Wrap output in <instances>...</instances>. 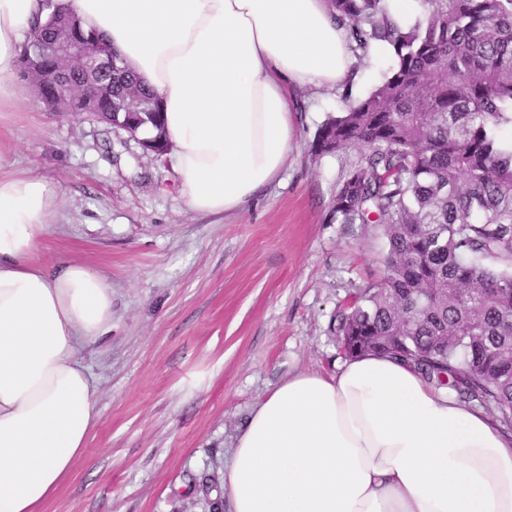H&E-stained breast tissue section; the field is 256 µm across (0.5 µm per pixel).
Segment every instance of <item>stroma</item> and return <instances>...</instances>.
Wrapping results in <instances>:
<instances>
[{
  "label": "stroma",
  "mask_w": 512,
  "mask_h": 512,
  "mask_svg": "<svg viewBox=\"0 0 512 512\" xmlns=\"http://www.w3.org/2000/svg\"><path fill=\"white\" fill-rule=\"evenodd\" d=\"M375 78L295 94L296 130L280 175L241 211L187 208L170 157L91 116L54 112L34 92L0 111V167L52 181L58 216L34 259L91 265L112 287V332L83 353L99 419L82 458L43 512H212L221 473L252 407L301 372L344 362L336 311L382 275L386 240L372 224H334L336 185L362 156H323L324 120Z\"/></svg>",
  "instance_id": "stroma-1"
}]
</instances>
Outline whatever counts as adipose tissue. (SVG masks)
Instances as JSON below:
<instances>
[{
    "label": "adipose tissue",
    "instance_id": "obj_1",
    "mask_svg": "<svg viewBox=\"0 0 512 512\" xmlns=\"http://www.w3.org/2000/svg\"><path fill=\"white\" fill-rule=\"evenodd\" d=\"M161 102L194 211L241 210L282 171L289 92L359 80L328 0H66ZM41 0H0V105ZM52 182L0 171V512H43L98 413L81 353L112 331L87 264L35 263ZM230 512H512V437L387 355L300 373L251 412L224 467Z\"/></svg>",
    "mask_w": 512,
    "mask_h": 512
}]
</instances>
